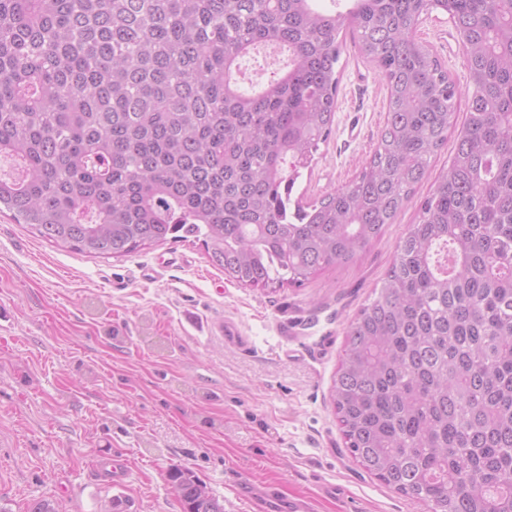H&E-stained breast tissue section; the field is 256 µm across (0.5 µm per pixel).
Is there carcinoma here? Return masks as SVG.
Returning <instances> with one entry per match:
<instances>
[{
	"label": "carcinoma",
	"instance_id": "cac0c4a2",
	"mask_svg": "<svg viewBox=\"0 0 512 512\" xmlns=\"http://www.w3.org/2000/svg\"><path fill=\"white\" fill-rule=\"evenodd\" d=\"M0 0V212L100 258L202 242L239 284L301 287L355 260L410 200L468 98L451 165L349 324L333 404L352 459L429 512H512V0ZM451 11L460 91L413 37ZM388 88L351 182L293 199L333 130L339 34ZM277 45L256 90L236 75ZM182 512H224L189 469Z\"/></svg>",
	"mask_w": 512,
	"mask_h": 512
}]
</instances>
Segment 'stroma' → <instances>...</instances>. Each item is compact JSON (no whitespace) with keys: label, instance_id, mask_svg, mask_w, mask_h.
<instances>
[{"label":"stroma","instance_id":"35a3bbf8","mask_svg":"<svg viewBox=\"0 0 512 512\" xmlns=\"http://www.w3.org/2000/svg\"><path fill=\"white\" fill-rule=\"evenodd\" d=\"M415 38L466 85L448 14L425 15ZM340 39L336 122L297 186L305 204L355 178L386 122L382 74L352 34ZM453 149L436 152L381 238L299 288L227 280L197 243L110 259L60 249L0 214V512L40 499L62 512H181L174 467L224 512H251L240 480L309 497L316 512H428L353 462L331 393L347 327ZM228 322L245 347L225 339ZM112 453L128 465L119 484L99 471Z\"/></svg>","mask_w":512,"mask_h":512}]
</instances>
